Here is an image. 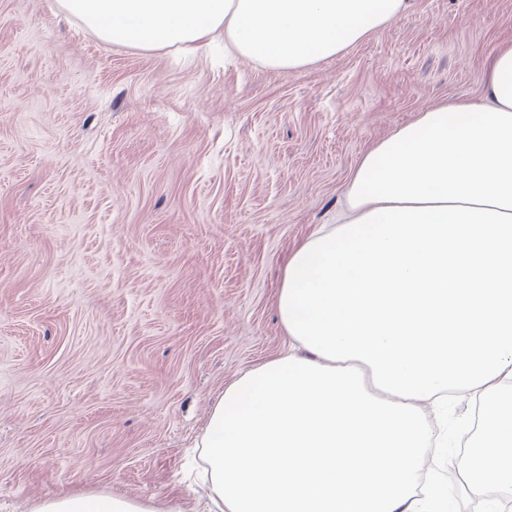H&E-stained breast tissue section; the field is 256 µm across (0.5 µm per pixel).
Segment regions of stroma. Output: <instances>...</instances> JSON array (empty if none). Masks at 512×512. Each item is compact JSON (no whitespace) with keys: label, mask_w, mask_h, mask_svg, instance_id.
Instances as JSON below:
<instances>
[{"label":"stroma","mask_w":512,"mask_h":512,"mask_svg":"<svg viewBox=\"0 0 512 512\" xmlns=\"http://www.w3.org/2000/svg\"><path fill=\"white\" fill-rule=\"evenodd\" d=\"M510 39L512 0H413L286 71L0 0V512L74 493L201 512L217 395L286 347L282 267L362 153L479 100ZM427 456L454 512H481L461 449Z\"/></svg>","instance_id":"35a3bbf8"}]
</instances>
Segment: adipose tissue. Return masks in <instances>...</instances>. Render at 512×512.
<instances>
[{"label":"adipose tissue","mask_w":512,"mask_h":512,"mask_svg":"<svg viewBox=\"0 0 512 512\" xmlns=\"http://www.w3.org/2000/svg\"><path fill=\"white\" fill-rule=\"evenodd\" d=\"M102 40L299 70L335 57L410 0H57ZM480 102L421 112L359 158L345 207L292 253L276 307L283 355L215 400L201 440L208 512H447L417 479L447 448L448 398L487 406L470 490L512 487V40ZM34 512H158L112 495Z\"/></svg>","instance_id":"adipose-tissue-1"}]
</instances>
